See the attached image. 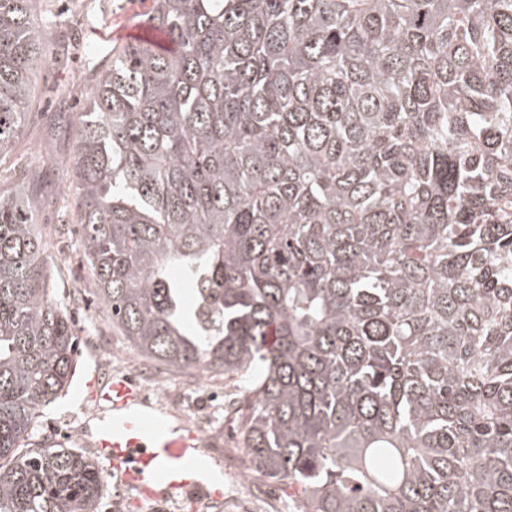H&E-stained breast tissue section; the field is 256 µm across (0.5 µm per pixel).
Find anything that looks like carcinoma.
<instances>
[{"label": "carcinoma", "mask_w": 512, "mask_h": 512, "mask_svg": "<svg viewBox=\"0 0 512 512\" xmlns=\"http://www.w3.org/2000/svg\"><path fill=\"white\" fill-rule=\"evenodd\" d=\"M0 0V162L50 30ZM106 51L72 163L112 332L243 382L251 470L294 512H512V0H152ZM0 187V512H97L28 447L69 387L35 203Z\"/></svg>", "instance_id": "obj_1"}]
</instances>
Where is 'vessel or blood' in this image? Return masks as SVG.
I'll return each mask as SVG.
<instances>
[{
	"label": "vessel or blood",
	"instance_id": "obj_1",
	"mask_svg": "<svg viewBox=\"0 0 512 512\" xmlns=\"http://www.w3.org/2000/svg\"><path fill=\"white\" fill-rule=\"evenodd\" d=\"M76 392L103 411L95 450L110 462L118 482L134 492L136 502L190 505L199 496L223 501L224 468L219 461H206L199 429L164 423L131 378L103 375L100 364H90Z\"/></svg>",
	"mask_w": 512,
	"mask_h": 512
}]
</instances>
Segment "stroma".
Returning a JSON list of instances; mask_svg holds the SVG:
<instances>
[{"label":"stroma","instance_id":"35a3bbf8","mask_svg":"<svg viewBox=\"0 0 512 512\" xmlns=\"http://www.w3.org/2000/svg\"><path fill=\"white\" fill-rule=\"evenodd\" d=\"M151 0H44V10L65 18L70 47L61 57H49L33 81L38 111L23 128L11 155L42 175L43 196L38 221L47 240L54 301L74 316L80 340L78 366L98 361L110 370L136 379L151 403H163L167 393L180 388L186 408L210 421L217 405L226 402L224 380L198 379L166 371L137 357L125 339L115 335L103 308L93 300V275L79 258V226L74 211L63 208V196L73 189L69 161L78 136V112L87 93L85 76L105 49L145 36L142 24ZM102 412L94 404H80L74 395L59 399L38 418L32 441L61 445L93 454L94 433ZM281 486L256 476L247 483H227V495L247 494L255 512H290L292 505L278 498Z\"/></svg>","mask_w":512,"mask_h":512}]
</instances>
